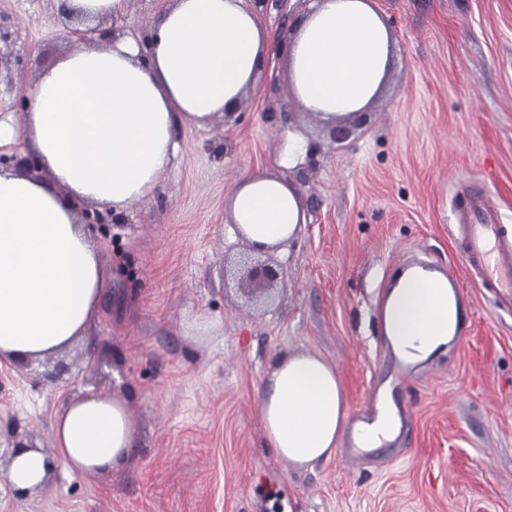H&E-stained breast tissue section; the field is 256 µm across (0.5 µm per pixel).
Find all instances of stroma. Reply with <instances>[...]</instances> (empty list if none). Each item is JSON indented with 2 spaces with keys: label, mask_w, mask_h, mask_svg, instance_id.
Segmentation results:
<instances>
[{
  "label": "stroma",
  "mask_w": 512,
  "mask_h": 512,
  "mask_svg": "<svg viewBox=\"0 0 512 512\" xmlns=\"http://www.w3.org/2000/svg\"><path fill=\"white\" fill-rule=\"evenodd\" d=\"M373 2L393 56L367 132L334 144L276 58L226 122L181 128L176 165L150 200L88 225L112 268L103 314L65 351L0 365V512H512V311L468 272L455 215L480 183L512 229V0ZM311 7L270 2L261 21L283 40ZM0 12L32 68L72 45L54 0H0ZM292 126L316 152L288 168ZM248 174L287 180L307 215L263 306L237 289L247 244L224 234L227 198ZM417 261L455 277L465 321L393 381L381 307ZM194 318L209 322L206 335H186ZM296 350L335 368L350 419L373 383L390 385L410 444L373 449L369 464L338 451L311 466L268 448L259 393L274 359ZM88 393L126 404V464H58L40 491L16 495L13 445L52 450L56 412Z\"/></svg>",
  "instance_id": "1"
}]
</instances>
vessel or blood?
Listing matches in <instances>:
<instances>
[{
	"label": "vessel or blood",
	"instance_id": "b4317fda",
	"mask_svg": "<svg viewBox=\"0 0 512 512\" xmlns=\"http://www.w3.org/2000/svg\"><path fill=\"white\" fill-rule=\"evenodd\" d=\"M462 214L469 269L492 281L499 290L501 308L511 309L512 241L504 238L497 211L488 209L482 197L473 194L464 203Z\"/></svg>",
	"mask_w": 512,
	"mask_h": 512
}]
</instances>
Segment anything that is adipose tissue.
I'll list each match as a JSON object with an SVG mask.
<instances>
[{"instance_id": "obj_1", "label": "adipose tissue", "mask_w": 512, "mask_h": 512, "mask_svg": "<svg viewBox=\"0 0 512 512\" xmlns=\"http://www.w3.org/2000/svg\"><path fill=\"white\" fill-rule=\"evenodd\" d=\"M285 50L301 108L333 122L379 95L393 47L370 0H315ZM276 52L244 0H171L148 48L128 36L76 43L28 85L27 111L0 114V153L31 157L39 171L0 166V362L42 361L100 316L112 273L79 204L121 213L150 199L173 167L178 129L233 110ZM227 221L263 249L294 237L305 213L287 181L245 176ZM384 322L394 351L419 362L449 342L458 311L444 280L413 271L390 293ZM261 399L267 445L300 466L329 458L345 432L376 448L400 428L388 400L374 422L348 428L335 369L308 352L280 356ZM52 430V457L72 472L117 467L133 446L125 404L93 393L58 411ZM48 457L16 449L11 484L37 491Z\"/></svg>"}]
</instances>
